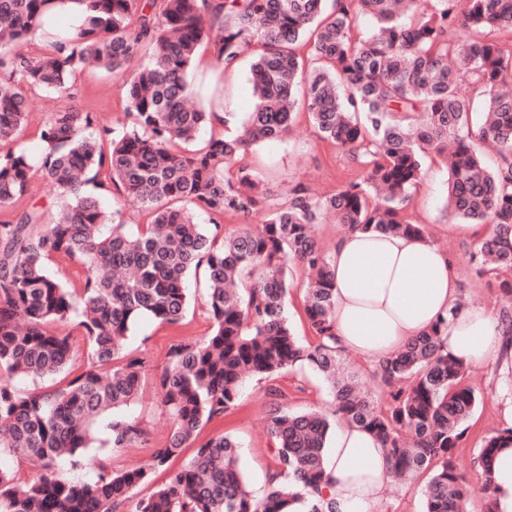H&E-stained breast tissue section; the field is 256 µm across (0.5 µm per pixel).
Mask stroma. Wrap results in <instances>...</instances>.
<instances>
[{"label":"stroma","instance_id":"obj_1","mask_svg":"<svg viewBox=\"0 0 512 512\" xmlns=\"http://www.w3.org/2000/svg\"><path fill=\"white\" fill-rule=\"evenodd\" d=\"M250 57H243L237 69L215 78L212 72L214 60L207 49H200L192 66L189 81L203 101L218 99L225 111L245 118L251 112L255 99L252 95ZM75 95L64 100L54 92L42 89H26L25 95L31 113L28 126L19 142L0 144V155L17 149H25L39 155L42 144L39 125L43 118L64 104H71L85 112H94L104 124L121 130L127 121L124 112L125 89L111 73L99 69H86L77 74ZM246 162L262 173L274 199L287 202L288 188L304 183L318 193L331 194L349 181L361 177L362 171L341 150L320 140L313 128L306 108H299L292 131L283 139L267 142L250 150ZM448 171L437 157H425L424 178L413 194L408 218L424 225L430 240L447 251L452 259L462 297L470 304L493 313L512 309V296L498 287L499 280L493 274H477L470 261L474 241L451 229L445 217L444 206ZM42 209L46 215H54L60 200L43 178L41 171H34L30 190L9 208L0 209V221L30 208ZM193 301L186 313L180 332L153 320L141 321L126 341L127 351L147 357L151 371L146 375L143 401L131 408L132 413L146 418L151 430L150 445L163 444L171 429V420L162 409L155 394L154 378L166 361V352L175 337L199 339L210 332V321L202 301L205 293L203 277L190 278L188 282ZM278 386L286 395L284 406L292 412L311 409H327L329 397L320 379L310 370L286 368L274 381L250 379L244 388L238 405L223 420L207 424L201 438L218 433L229 434L240 443V465L255 494H263L267 488L266 476L273 469L272 443L266 433L267 417L272 399L267 395L269 385ZM478 403L469 422L467 440L456 450L457 464L473 485H480L479 452L484 439L504 428L503 411L512 405V370L500 365L479 367L471 378ZM148 448L117 450L103 440H95L90 457L80 464L61 461L59 474L73 481H87L95 477L94 459H102L113 470L125 469L131 462L139 461L148 454Z\"/></svg>","mask_w":512,"mask_h":512}]
</instances>
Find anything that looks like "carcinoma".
<instances>
[{
	"mask_svg": "<svg viewBox=\"0 0 512 512\" xmlns=\"http://www.w3.org/2000/svg\"><path fill=\"white\" fill-rule=\"evenodd\" d=\"M202 0H0V143L29 120L24 88L73 95L78 72L91 63L122 78L126 64L144 63L126 80L131 121L118 135L98 117L72 106L40 126V170L68 198L50 220L32 208L0 223V456H22L41 471L23 485L0 469V512H340L321 496L329 415L268 417L275 481L254 494L239 464V445L226 434L197 446L169 482L146 498L135 491L165 467L201 428L224 418L250 376L272 380L289 367H309L329 389L332 414L370 430L393 474L412 479L430 470L424 512H464L473 488L455 457L477 405L464 383L466 367L445 352L447 320L378 365L380 403L343 369L334 345L330 258L314 226L333 217L350 230L425 236L408 219L426 154L449 163L445 212L457 224H486L470 260L478 274L506 275L512 294V0H220L216 28L206 26ZM81 7V19L52 37L47 49L27 46L51 9ZM375 22L367 36L355 18ZM305 58L297 49L304 38ZM215 63L236 69L249 50L256 103L241 123L194 101L187 79L202 43ZM304 81H299L300 75ZM467 79L485 97L480 121L458 93ZM319 139L352 157L362 177L329 196L298 184L288 204L267 202L259 177L242 164L256 145L292 129L298 83ZM211 135L198 143L204 127ZM499 163L487 168L480 145ZM30 157L0 156V207L28 191ZM149 209L153 219L130 233L107 214L94 190ZM199 211L241 221L226 232L205 226ZM64 257L83 267V287L70 290L48 262ZM310 272L304 311L316 342L305 346L288 321L292 269ZM204 271L211 332L178 339L158 373L161 404L172 428L143 464L121 472L98 466L90 481L55 474L62 457L83 458L98 429L114 448L147 442L138 418L120 413L138 402L148 361L124 352L132 328L150 318L177 331L190 304L185 287ZM87 347L84 368L53 390L20 391L15 376L46 377L66 368L76 342ZM58 326L51 332L49 327ZM512 442V427L484 440L486 462Z\"/></svg>",
	"mask_w": 512,
	"mask_h": 512,
	"instance_id": "cac0c4a2",
	"label": "carcinoma"
}]
</instances>
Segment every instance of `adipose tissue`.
<instances>
[{"instance_id": "obj_1", "label": "adipose tissue", "mask_w": 512, "mask_h": 512, "mask_svg": "<svg viewBox=\"0 0 512 512\" xmlns=\"http://www.w3.org/2000/svg\"><path fill=\"white\" fill-rule=\"evenodd\" d=\"M334 326L339 346L375 366L448 315L447 352L464 365L497 361V316L461 296L448 253L415 235L355 231L336 240ZM322 489L341 512H385L393 474L379 442L355 425L338 426L325 456Z\"/></svg>"}]
</instances>
